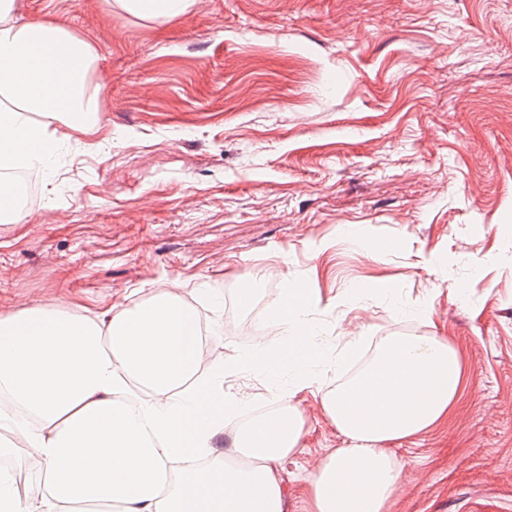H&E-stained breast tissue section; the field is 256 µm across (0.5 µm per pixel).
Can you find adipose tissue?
Here are the masks:
<instances>
[{"label":"adipose tissue","mask_w":512,"mask_h":512,"mask_svg":"<svg viewBox=\"0 0 512 512\" xmlns=\"http://www.w3.org/2000/svg\"><path fill=\"white\" fill-rule=\"evenodd\" d=\"M195 0H116L143 20L167 22ZM98 55L87 39L53 20L17 22L14 0H0V222L23 223L20 168L52 169L59 126L90 136L104 105L91 85ZM319 297L288 283L267 312L283 342L259 341L234 368L262 364L287 374L280 411L235 436L249 464L218 460L216 439L241 401L224 393L226 368L200 372L201 327L173 290L96 316L41 307L0 315V397L44 476L19 486L0 469V512H74L112 503L121 512H284L276 465L293 453L303 418L293 405L305 389L345 439L312 474L306 512H387L401 469L393 442L445 422L458 396L462 362L446 338L391 336L368 366L334 389L320 386L318 366L333 364L308 316ZM212 458L184 470L188 456Z\"/></svg>","instance_id":"adipose-tissue-1"}]
</instances>
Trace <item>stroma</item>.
Here are the masks:
<instances>
[{
  "label": "stroma",
  "mask_w": 512,
  "mask_h": 512,
  "mask_svg": "<svg viewBox=\"0 0 512 512\" xmlns=\"http://www.w3.org/2000/svg\"><path fill=\"white\" fill-rule=\"evenodd\" d=\"M17 6L92 42L105 114L41 172L25 223H0V314L100 313L177 282L223 331L205 370L279 342L256 323L298 282L323 346L365 339L322 369L328 388L386 337H445L462 390L447 422L395 444L390 512H512V0H197L166 23L104 0ZM224 391L281 408L259 368ZM293 403L286 512L344 445L318 398Z\"/></svg>",
  "instance_id": "stroma-1"
}]
</instances>
